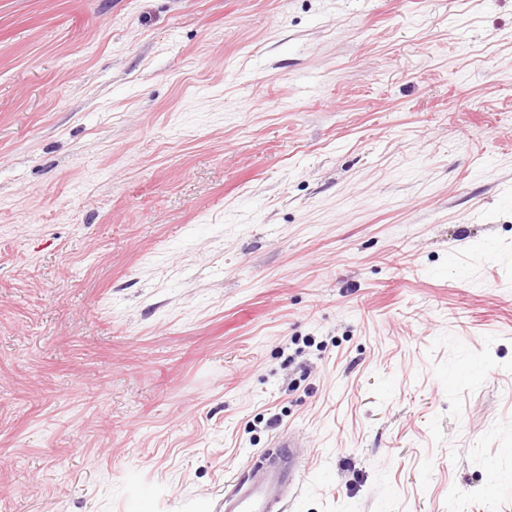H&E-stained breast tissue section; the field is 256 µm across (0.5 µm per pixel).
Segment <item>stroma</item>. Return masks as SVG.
<instances>
[{"instance_id":"obj_1","label":"stroma","mask_w":512,"mask_h":512,"mask_svg":"<svg viewBox=\"0 0 512 512\" xmlns=\"http://www.w3.org/2000/svg\"><path fill=\"white\" fill-rule=\"evenodd\" d=\"M512 512V0H0V512ZM301 442L294 436L279 435L274 448L277 454L262 465L248 467L243 477L232 481L224 491L221 512H280L284 507L274 497L275 491L294 494L303 480L304 470L296 448Z\"/></svg>"}]
</instances>
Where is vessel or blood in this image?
Masks as SVG:
<instances>
[{"mask_svg":"<svg viewBox=\"0 0 512 512\" xmlns=\"http://www.w3.org/2000/svg\"><path fill=\"white\" fill-rule=\"evenodd\" d=\"M276 455L260 465L248 467L243 477L233 480L224 492L221 512H281L277 492L294 493L303 480L298 460V438L280 435Z\"/></svg>","mask_w":512,"mask_h":512,"instance_id":"obj_1","label":"vessel or blood"}]
</instances>
